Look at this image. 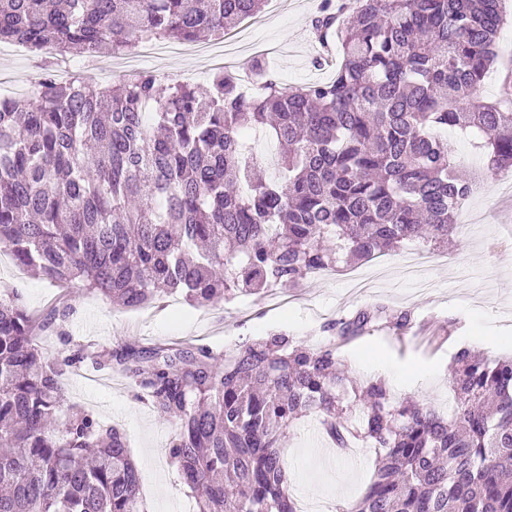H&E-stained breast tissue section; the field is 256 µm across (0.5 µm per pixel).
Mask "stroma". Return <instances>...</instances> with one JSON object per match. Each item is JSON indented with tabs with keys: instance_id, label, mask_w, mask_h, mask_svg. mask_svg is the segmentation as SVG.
<instances>
[{
	"instance_id": "stroma-1",
	"label": "stroma",
	"mask_w": 512,
	"mask_h": 512,
	"mask_svg": "<svg viewBox=\"0 0 512 512\" xmlns=\"http://www.w3.org/2000/svg\"><path fill=\"white\" fill-rule=\"evenodd\" d=\"M320 3L268 0L257 17L244 20L229 35L201 41L199 52L163 51L138 66L160 77L178 75L201 84L219 62L242 69L258 64L287 86L328 79L331 69L315 63L319 43L311 26ZM45 65L29 52L0 57V68L16 90L40 79ZM456 222L447 248L412 245L427 260L426 288L403 275L407 251L401 249L353 268L339 265L332 275L311 277L293 288H272L259 298L241 296L195 308L182 296L170 295L142 311L103 302L77 282L34 277L5 254L0 256V295L19 291L34 314L63 302L73 306L63 333L45 334L42 346L51 357L69 354L89 340L108 348L136 341L224 350L276 331L316 347L328 323L380 306L387 319L341 348L345 371L360 382L384 379L394 400L411 397L444 410L453 400L448 367L458 349L468 347L489 358L512 354V175L486 174ZM400 316L407 324L399 329L395 321ZM64 399L125 430L130 453L140 461V494L148 512H195L196 500L168 455L176 426L137 399L131 381L85 362L67 373ZM378 454L359 438L337 448L317 416L300 419L284 450L291 492L316 512H337L365 490Z\"/></svg>"
}]
</instances>
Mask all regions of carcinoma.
I'll return each mask as SVG.
<instances>
[{"label": "carcinoma", "instance_id": "obj_1", "mask_svg": "<svg viewBox=\"0 0 512 512\" xmlns=\"http://www.w3.org/2000/svg\"><path fill=\"white\" fill-rule=\"evenodd\" d=\"M267 0H0V44L88 57L144 41L195 42L259 15ZM322 0L312 28L334 32L326 82L258 92L214 72L209 87L151 72L107 86L48 71L26 101L0 99V250L51 282L78 280L138 309L180 294L205 307L272 285L293 288L409 241L448 242L485 172L512 170V92L485 102L502 0ZM278 146L279 177H254L241 135ZM480 140L468 178L439 136ZM14 291L0 297V512H146L123 431L64 405L68 368L129 378L176 423L169 448L197 512H298L283 448L311 414L343 448L383 450L342 512H512V357L459 349L448 415L392 400L382 380L350 383L336 341L382 318L364 309L308 347L285 332L224 351L92 343L49 359ZM359 418V426L353 419Z\"/></svg>", "mask_w": 512, "mask_h": 512}]
</instances>
